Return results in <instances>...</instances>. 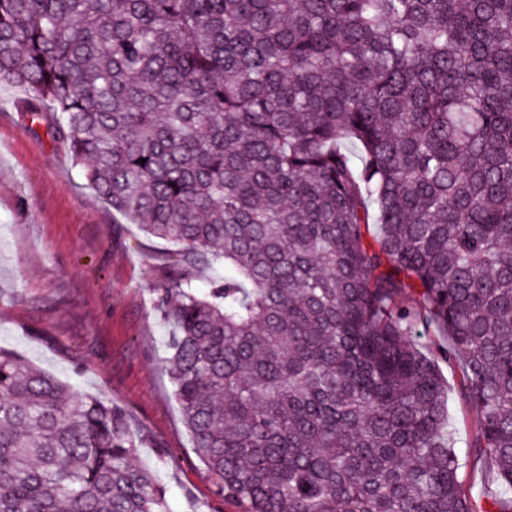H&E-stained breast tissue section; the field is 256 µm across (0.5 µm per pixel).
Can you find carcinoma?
Segmentation results:
<instances>
[{
  "instance_id": "carcinoma-1",
  "label": "carcinoma",
  "mask_w": 512,
  "mask_h": 512,
  "mask_svg": "<svg viewBox=\"0 0 512 512\" xmlns=\"http://www.w3.org/2000/svg\"><path fill=\"white\" fill-rule=\"evenodd\" d=\"M1 84L171 246L151 307L224 501L512 512V0H0ZM142 447L0 348V512H170ZM441 370L444 378L448 381L449 408L458 438L456 448L467 459L466 478L469 481H474L477 486H480L483 481L486 483L489 481L490 485L495 488V484H492L491 470L485 460L475 457L474 448H468L472 440V417L457 392L460 373L458 369L450 370L448 366L444 365H441Z\"/></svg>"
}]
</instances>
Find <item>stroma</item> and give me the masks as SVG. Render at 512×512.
<instances>
[{"mask_svg": "<svg viewBox=\"0 0 512 512\" xmlns=\"http://www.w3.org/2000/svg\"><path fill=\"white\" fill-rule=\"evenodd\" d=\"M28 95L0 86V347L126 409L145 434L139 461L167 488L171 512H237L213 494L171 395L166 333L149 305L164 242L84 186L64 144L32 131L19 109ZM442 374L466 477L490 481L469 446L460 373Z\"/></svg>", "mask_w": 512, "mask_h": 512, "instance_id": "stroma-1", "label": "stroma"}]
</instances>
